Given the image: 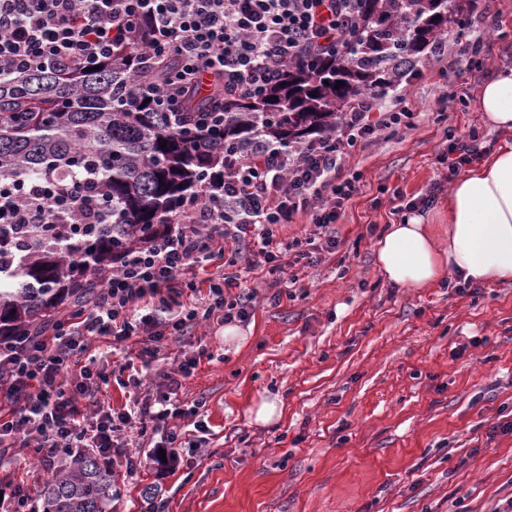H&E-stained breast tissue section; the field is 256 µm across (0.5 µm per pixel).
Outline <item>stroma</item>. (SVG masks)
Instances as JSON below:
<instances>
[{
  "instance_id": "stroma-1",
  "label": "stroma",
  "mask_w": 512,
  "mask_h": 512,
  "mask_svg": "<svg viewBox=\"0 0 512 512\" xmlns=\"http://www.w3.org/2000/svg\"><path fill=\"white\" fill-rule=\"evenodd\" d=\"M492 15L481 68L449 64L440 77L433 50L410 67L400 88L420 113L415 128L352 151L348 173L362 193L333 224L335 251L314 252L281 275L272 301L267 272L243 274L256 307L241 344L202 320L167 342L163 368L199 356L175 401L198 407L209 443L181 450L173 472L145 465L118 476L111 512H146L145 492L161 487L168 512H501L512 500V281L459 293L447 281L395 288L375 267V244L400 198L428 195L442 211L450 175L449 139L477 129L487 151L505 139L475 100L444 106L450 81L481 89L494 70L512 68V0H489ZM92 352L109 383L98 398L123 408L121 350L95 339ZM279 394L283 415L255 424L250 410ZM59 460L0 458V472L38 496Z\"/></svg>"
}]
</instances>
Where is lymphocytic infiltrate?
<instances>
[{
	"mask_svg": "<svg viewBox=\"0 0 512 512\" xmlns=\"http://www.w3.org/2000/svg\"><path fill=\"white\" fill-rule=\"evenodd\" d=\"M359 18V0H0V78L50 66L91 68L120 44L135 58L128 94L174 113L213 77H221L225 99L255 97L290 67L350 52ZM485 44V31L459 18L439 39L435 59L451 55L475 68ZM171 57L175 66L162 72ZM416 117L405 94L373 90L342 111L340 135L285 148L257 139L226 153L223 176L206 177L193 198L166 216L151 244L125 251L99 272L88 310L0 347V452L50 459L62 449L88 448L118 461L129 477L147 460L167 470L179 456L185 420L196 414L173 404L170 394L192 374L195 358L160 371L167 395L138 393L130 408L111 411L97 399L108 379L88 352L94 337L138 344L135 361L124 364L127 386L138 391L163 342L186 335L198 319L247 321L256 296L239 292L232 264L283 273L277 233L299 218L313 224L326 251L335 250L336 238L325 230L360 191L359 177L345 174L350 149L395 137L415 127ZM27 193L43 207H21L11 201L12 188L0 189L1 224H67L70 209L82 205L76 189L50 182ZM187 288L196 293L190 306L182 301ZM83 353L87 363L70 372V359ZM150 433L159 437L154 448L146 457L133 455V437Z\"/></svg>",
	"mask_w": 512,
	"mask_h": 512,
	"instance_id": "lymphocytic-infiltrate-1",
	"label": "lymphocytic infiltrate"
}]
</instances>
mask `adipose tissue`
Segmentation results:
<instances>
[{
	"label": "adipose tissue",
	"mask_w": 512,
	"mask_h": 512,
	"mask_svg": "<svg viewBox=\"0 0 512 512\" xmlns=\"http://www.w3.org/2000/svg\"><path fill=\"white\" fill-rule=\"evenodd\" d=\"M477 107L509 140L451 180L445 229L407 212L377 240V269L393 286L423 288L447 275L512 280V68L483 85Z\"/></svg>",
	"instance_id": "obj_1"
}]
</instances>
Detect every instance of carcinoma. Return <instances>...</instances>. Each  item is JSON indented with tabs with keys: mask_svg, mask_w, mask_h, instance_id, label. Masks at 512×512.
I'll return each instance as SVG.
<instances>
[{
	"mask_svg": "<svg viewBox=\"0 0 512 512\" xmlns=\"http://www.w3.org/2000/svg\"><path fill=\"white\" fill-rule=\"evenodd\" d=\"M361 17L351 53L291 67L259 97L224 101V127L207 150L192 146L193 118L220 90L190 93L181 112H154L126 95L132 67L124 48L96 71L52 68L0 79V181L50 177L76 184L93 204L74 230L0 224V343L52 320L70 298L83 303L93 274L158 235L161 217L224 165L226 147L256 138L287 147L332 134L355 95L402 82L407 64L448 31V0H362ZM41 496L48 512H107L112 469L90 453L70 454Z\"/></svg>",
	"mask_w": 512,
	"mask_h": 512,
	"instance_id": "carcinoma-1",
	"label": "carcinoma"
}]
</instances>
